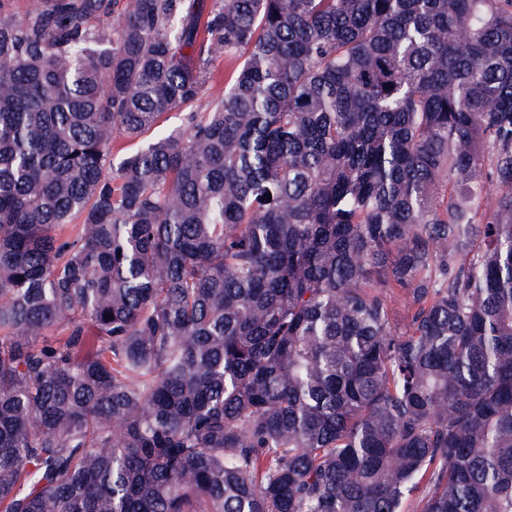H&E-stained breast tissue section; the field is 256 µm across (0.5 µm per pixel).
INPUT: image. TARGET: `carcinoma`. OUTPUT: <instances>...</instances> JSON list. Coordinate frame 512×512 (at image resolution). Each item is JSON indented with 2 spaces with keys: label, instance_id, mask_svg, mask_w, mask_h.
I'll list each match as a JSON object with an SVG mask.
<instances>
[{
  "label": "carcinoma",
  "instance_id": "cac0c4a2",
  "mask_svg": "<svg viewBox=\"0 0 512 512\" xmlns=\"http://www.w3.org/2000/svg\"><path fill=\"white\" fill-rule=\"evenodd\" d=\"M8 2L0 512H512V0ZM234 67V63L229 61L217 60L212 64L214 79L207 84L206 91L202 98L194 104L193 109L201 112L206 108L209 101L224 94L225 79Z\"/></svg>",
  "mask_w": 512,
  "mask_h": 512
}]
</instances>
